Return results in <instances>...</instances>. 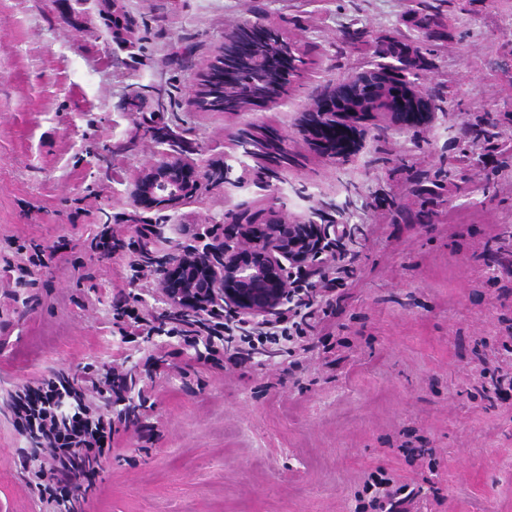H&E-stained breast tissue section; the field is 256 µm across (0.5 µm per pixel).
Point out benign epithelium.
<instances>
[{
    "label": "benign epithelium",
    "instance_id": "obj_1",
    "mask_svg": "<svg viewBox=\"0 0 512 512\" xmlns=\"http://www.w3.org/2000/svg\"><path fill=\"white\" fill-rule=\"evenodd\" d=\"M242 28L237 24L224 32V42L234 44L233 58L251 56L263 44L266 73L289 78L295 54L279 50L287 45L284 38L263 35L255 27L242 38ZM366 81L364 96L348 80L328 84L312 98L302 131L326 148V157L350 161L359 125L373 115L403 117L412 125L435 115L430 95L401 64L373 68ZM205 181L207 174L193 160L176 150L165 151L130 183L128 195L137 208L164 212L196 194ZM182 231L192 243L164 257L145 252L167 303L194 320L230 312L255 327L296 309V274L327 267L343 249L342 240L355 238V227L346 225L340 230L336 224H292L285 218L252 224L245 209L219 230L196 224Z\"/></svg>",
    "mask_w": 512,
    "mask_h": 512
}]
</instances>
